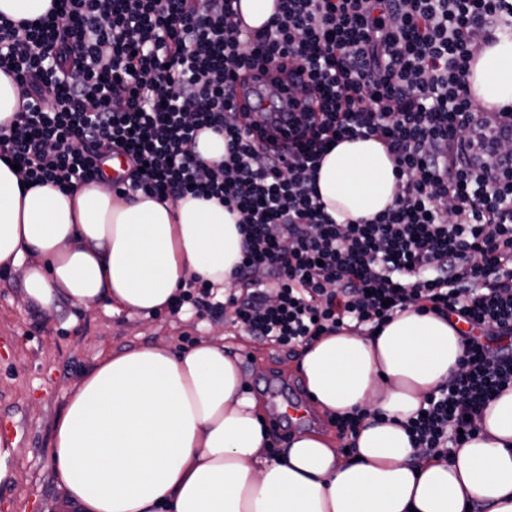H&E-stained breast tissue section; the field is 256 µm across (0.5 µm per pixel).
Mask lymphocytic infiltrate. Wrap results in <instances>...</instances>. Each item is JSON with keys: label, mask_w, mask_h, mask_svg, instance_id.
I'll use <instances>...</instances> for the list:
<instances>
[{"label": "lymphocytic infiltrate", "mask_w": 512, "mask_h": 512, "mask_svg": "<svg viewBox=\"0 0 512 512\" xmlns=\"http://www.w3.org/2000/svg\"><path fill=\"white\" fill-rule=\"evenodd\" d=\"M239 0H58L0 21V71L24 102L0 157L21 179L68 190L127 157L118 191L224 201L244 226L226 300L191 276L176 308L221 314L292 349L406 307L467 324L460 370L406 426L449 460L512 387V108L481 109L465 83L488 32L512 36V0H276L246 32ZM288 76V155L253 138L239 89ZM224 160L193 150L198 131ZM371 136L397 168L399 201L336 223L316 185L334 144ZM196 153L207 163L224 159L226 146L224 136L211 129H204L198 132L196 138Z\"/></svg>", "instance_id": "f902f5d3"}]
</instances>
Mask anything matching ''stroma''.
<instances>
[{
  "mask_svg": "<svg viewBox=\"0 0 512 512\" xmlns=\"http://www.w3.org/2000/svg\"><path fill=\"white\" fill-rule=\"evenodd\" d=\"M224 335L237 357L246 389L268 417L273 394L288 398L304 387L298 352L245 335L230 315L162 310L150 318L108 314L103 306L64 301L44 317L25 297L22 273L0 275V424L13 426L6 473L0 477V512H60L64 491L50 466L53 426L72 388L103 354L149 345L179 350Z\"/></svg>",
  "mask_w": 512,
  "mask_h": 512,
  "instance_id": "35a3bbf8",
  "label": "stroma"
}]
</instances>
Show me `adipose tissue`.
Segmentation results:
<instances>
[{"label": "adipose tissue", "mask_w": 512, "mask_h": 512, "mask_svg": "<svg viewBox=\"0 0 512 512\" xmlns=\"http://www.w3.org/2000/svg\"><path fill=\"white\" fill-rule=\"evenodd\" d=\"M469 85L484 104L512 105V38L482 44ZM398 185L374 137L339 142L317 175L340 223L393 207ZM240 220L214 198L158 200L104 181L28 187L0 159V274L22 272L48 316L65 299L148 317L193 274L230 287ZM464 353L459 324L411 307L377 333L344 327L312 341L299 369L313 410L363 419L344 440L300 430L280 448L223 337L108 354L70 393L52 467L77 512H512V387L451 461L422 454L406 427Z\"/></svg>", "instance_id": "adipose-tissue-1"}]
</instances>
